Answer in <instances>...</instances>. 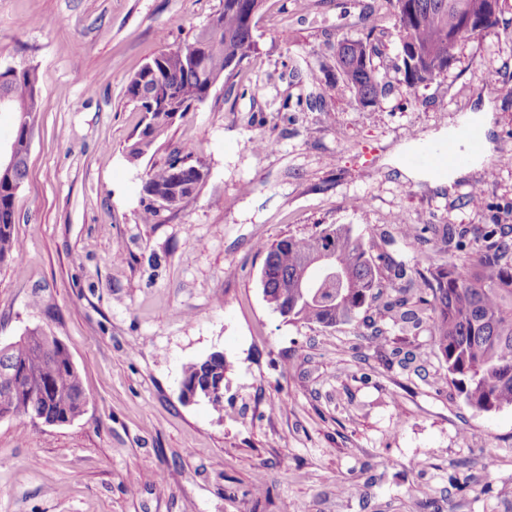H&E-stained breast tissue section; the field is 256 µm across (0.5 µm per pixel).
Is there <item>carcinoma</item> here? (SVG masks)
I'll return each instance as SVG.
<instances>
[{"mask_svg":"<svg viewBox=\"0 0 512 512\" xmlns=\"http://www.w3.org/2000/svg\"><path fill=\"white\" fill-rule=\"evenodd\" d=\"M396 35L400 45L404 81L412 88L428 83L448 70L451 48L448 33L459 28L474 0H392ZM263 0H224V9L204 30L174 51L166 48L145 64L130 80L128 96L145 114L144 127L126 147V157L135 162L147 155L167 134L177 119L203 102L219 81L229 82L244 61L257 51L254 19ZM364 36H344L330 45L331 53L316 68L310 80L322 74H339L353 92L355 102L374 107L384 93L374 57L379 47ZM38 77L33 69L0 71V92L8 95L17 115L14 142L18 152L28 151V135L33 115L41 108ZM173 85L178 102L166 110L159 99L148 96L149 88ZM189 146L175 152L165 164L149 169L143 189L148 203L141 223L160 224L166 214L180 210L203 183ZM28 164L10 175L0 171V265H18L14 225L17 195L10 182L23 181ZM166 201L167 208L156 206ZM407 250L419 254L423 242L441 243L440 250L475 253L469 264L460 267L447 261L416 271L407 277L405 264L387 255L372 253V246L355 234L348 224H329L320 230L296 237L288 236L261 247L264 259L273 263L274 276L266 287L288 303V321L323 327L346 325L358 320L372 329L378 345L386 341V328L369 315L373 303L386 296L382 315L392 328L413 332L428 323L431 336L447 365V376L467 405L477 411L512 406V236L499 224L477 228L444 224L433 228V237L422 236L416 224L401 230ZM330 250L336 254L339 279L324 273L305 299L298 298L295 274L305 256ZM390 284L382 285V270ZM15 362L26 376L41 382L47 396L38 397L32 409L62 424L83 415L86 394L81 376L68 348L54 342L46 346L39 329L11 344L0 355V365Z\"/></svg>","mask_w":512,"mask_h":512,"instance_id":"carcinoma-1","label":"carcinoma"}]
</instances>
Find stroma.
I'll list each match as a JSON object with an SVG mask.
<instances>
[{
  "mask_svg": "<svg viewBox=\"0 0 512 512\" xmlns=\"http://www.w3.org/2000/svg\"><path fill=\"white\" fill-rule=\"evenodd\" d=\"M222 7L0 0V71L35 69L42 102L17 193L22 263L0 267V343L36 326L58 337L87 397L68 424L0 419V512H512V407H469L429 328L377 349L359 322L286 321L263 298L257 250L349 224L408 262L402 225H512V165L499 162L512 154V0L414 88L388 0H264L236 81L130 163L142 114L129 80ZM368 27L386 91L364 108L308 69ZM249 82L258 96H241ZM477 113L478 168L448 186L404 175L413 138ZM260 136L274 148L256 151ZM186 145L198 195L141 223L146 171ZM216 352L223 406L184 403L185 367Z\"/></svg>",
  "mask_w": 512,
  "mask_h": 512,
  "instance_id": "stroma-1",
  "label": "stroma"
}]
</instances>
